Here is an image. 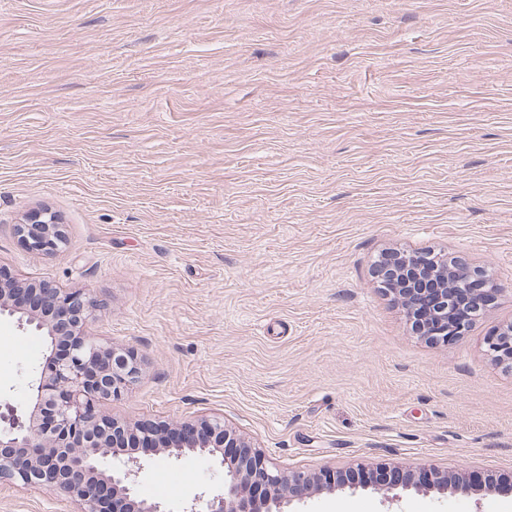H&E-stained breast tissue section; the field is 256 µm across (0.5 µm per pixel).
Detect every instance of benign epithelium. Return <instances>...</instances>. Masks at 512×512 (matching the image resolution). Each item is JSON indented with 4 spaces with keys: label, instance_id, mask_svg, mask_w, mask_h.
<instances>
[{
    "label": "benign epithelium",
    "instance_id": "obj_1",
    "mask_svg": "<svg viewBox=\"0 0 512 512\" xmlns=\"http://www.w3.org/2000/svg\"><path fill=\"white\" fill-rule=\"evenodd\" d=\"M16 233L33 252L55 254L65 245L58 219L49 210L30 213ZM451 273L449 287L435 295L421 292L423 312L433 320L436 341L460 335L483 315L491 299L481 293L484 271L459 257L430 253L401 254L396 275L405 280L420 271ZM97 304L81 289L51 281H19L0 271V317H15L50 340L40 376L30 385L25 405L0 414V487L23 486L46 491L82 505L81 512H175L162 497L136 495L133 477L141 467L111 453L118 440L132 441L154 456L179 459L187 453L224 454V486L206 498L197 495L184 512H288L295 502L353 489L388 493L446 491L468 486L464 472L448 475L424 465L399 467L376 477L361 465L350 479L330 470L282 471L265 453L224 425L220 417L198 425L168 428L153 422L121 424L100 413L102 403L120 397L141 374L138 355L101 342L85 332ZM492 359L512 367V322L487 338Z\"/></svg>",
    "mask_w": 512,
    "mask_h": 512
}]
</instances>
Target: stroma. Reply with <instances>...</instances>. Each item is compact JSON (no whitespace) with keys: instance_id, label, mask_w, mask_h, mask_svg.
I'll list each match as a JSON object with an SVG mask.
<instances>
[{"instance_id":"1","label":"stroma","mask_w":512,"mask_h":512,"mask_svg":"<svg viewBox=\"0 0 512 512\" xmlns=\"http://www.w3.org/2000/svg\"><path fill=\"white\" fill-rule=\"evenodd\" d=\"M46 208L66 246L14 232ZM460 256L496 293L445 343L373 275ZM0 270L81 288L141 377L103 410L226 425L285 470L424 464L470 490L337 488L297 512H512V0H0ZM41 333L0 320V403ZM217 461L155 458L185 507ZM0 512H79L20 486ZM486 345L492 359L512 368V322L503 325L497 334L489 336Z\"/></svg>"}]
</instances>
